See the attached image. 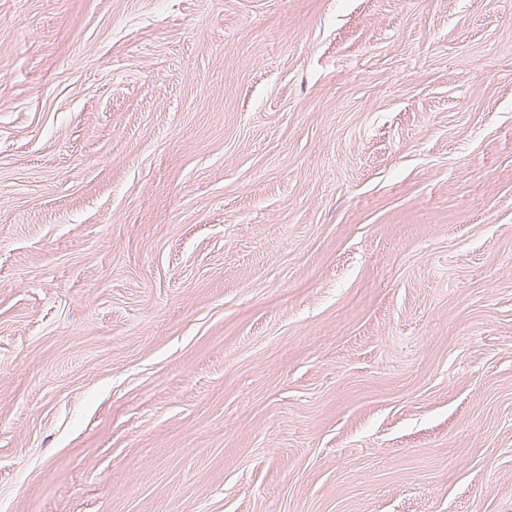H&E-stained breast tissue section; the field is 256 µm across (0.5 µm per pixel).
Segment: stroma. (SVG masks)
I'll list each match as a JSON object with an SVG mask.
<instances>
[{"mask_svg": "<svg viewBox=\"0 0 512 512\" xmlns=\"http://www.w3.org/2000/svg\"><path fill=\"white\" fill-rule=\"evenodd\" d=\"M0 512H512V0H0Z\"/></svg>", "mask_w": 512, "mask_h": 512, "instance_id": "35a3bbf8", "label": "stroma"}]
</instances>
